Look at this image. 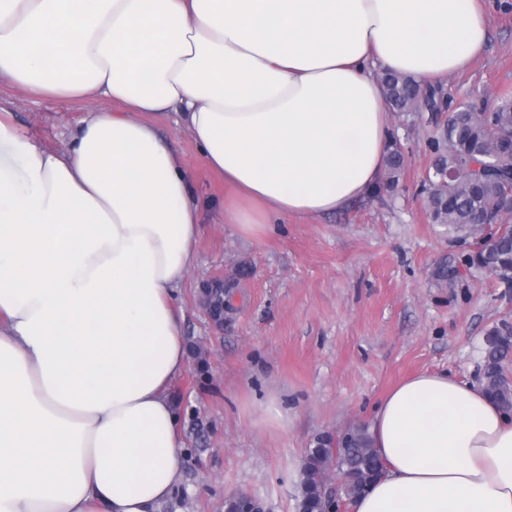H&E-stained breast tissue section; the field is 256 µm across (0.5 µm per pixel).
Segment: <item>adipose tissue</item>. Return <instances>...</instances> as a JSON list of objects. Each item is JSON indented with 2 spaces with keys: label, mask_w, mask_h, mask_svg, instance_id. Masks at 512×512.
Listing matches in <instances>:
<instances>
[{
  "label": "adipose tissue",
  "mask_w": 512,
  "mask_h": 512,
  "mask_svg": "<svg viewBox=\"0 0 512 512\" xmlns=\"http://www.w3.org/2000/svg\"><path fill=\"white\" fill-rule=\"evenodd\" d=\"M482 0H0V81L96 99L67 150L0 113V512H160L185 440L174 294L196 261L173 112L249 237L376 190L377 71L432 84L487 51ZM384 471L352 512H512V416L417 374L370 426Z\"/></svg>",
  "instance_id": "obj_1"
}]
</instances>
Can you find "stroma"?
I'll return each mask as SVG.
<instances>
[{
  "label": "stroma",
  "instance_id": "stroma-1",
  "mask_svg": "<svg viewBox=\"0 0 512 512\" xmlns=\"http://www.w3.org/2000/svg\"><path fill=\"white\" fill-rule=\"evenodd\" d=\"M485 57L441 81L448 97L493 104L512 91V0H493ZM9 120L40 146L66 149L94 100L32 96L0 83ZM444 112H392L403 149L397 187L255 239L224 215V178L175 113L154 119L192 177L202 224L197 261L176 291L186 350L170 395L186 448L180 490L162 512H225L246 492L263 512H297L308 448L325 433L370 426L396 384L420 372L480 382L488 332L512 325V288L466 264L474 245L433 223L420 187ZM222 288L214 316L202 282ZM283 414L264 423L262 406Z\"/></svg>",
  "mask_w": 512,
  "mask_h": 512
}]
</instances>
